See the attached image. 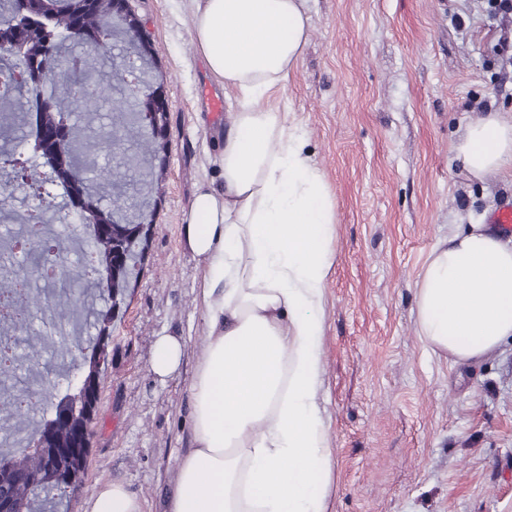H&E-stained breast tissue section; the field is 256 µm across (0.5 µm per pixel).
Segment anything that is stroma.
I'll use <instances>...</instances> for the list:
<instances>
[{"label":"stroma","mask_w":512,"mask_h":512,"mask_svg":"<svg viewBox=\"0 0 512 512\" xmlns=\"http://www.w3.org/2000/svg\"><path fill=\"white\" fill-rule=\"evenodd\" d=\"M140 18L167 102L164 177L137 276L112 323L101 370L89 467L68 505L107 481L122 484L142 512H167L179 460L192 448L190 386L206 328L201 268L182 226L199 183L222 187L224 127L200 101L212 79L191 41L185 0H129ZM309 41L286 89L288 122L323 172L334 203L333 260L325 288L319 409L331 469L327 512H512V341L485 360L460 362L427 346L417 330L415 284L437 242L486 223L512 199V171L470 176L451 147L467 123L512 113V12L488 0H306ZM124 43L97 57L98 96L77 126L93 145L86 177L130 184L149 137L124 136L115 68ZM66 239L64 266L78 273L73 299L82 336L94 335L99 295L82 278L87 229L48 216ZM33 365L64 392L76 359L59 354L47 313L35 308ZM180 337L177 372L152 369L157 339Z\"/></svg>","instance_id":"35a3bbf8"}]
</instances>
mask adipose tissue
<instances>
[{"mask_svg": "<svg viewBox=\"0 0 512 512\" xmlns=\"http://www.w3.org/2000/svg\"><path fill=\"white\" fill-rule=\"evenodd\" d=\"M210 76L236 94L224 115V186L200 184L183 226L202 269L207 336L191 385L193 449L169 512H326L329 454L317 394L333 202L270 97L308 42L305 0H189ZM470 175L512 169V116L491 112L453 145ZM419 334L476 361L512 338V245L473 224L432 250L417 284ZM84 512H142L108 482Z\"/></svg>", "mask_w": 512, "mask_h": 512, "instance_id": "adipose-tissue-1", "label": "adipose tissue"}]
</instances>
